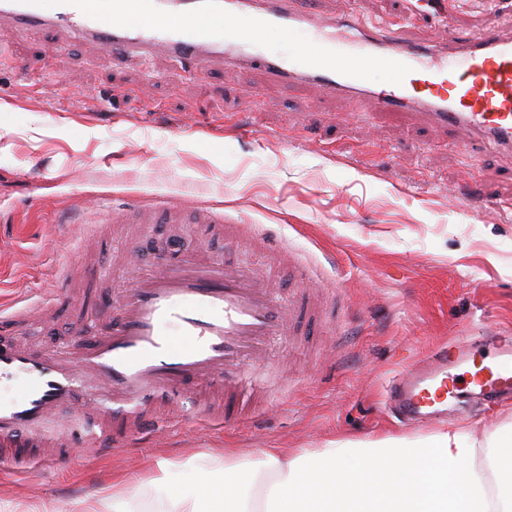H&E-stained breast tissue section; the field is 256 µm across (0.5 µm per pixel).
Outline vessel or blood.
Segmentation results:
<instances>
[{
  "label": "vessel or blood",
  "mask_w": 512,
  "mask_h": 512,
  "mask_svg": "<svg viewBox=\"0 0 512 512\" xmlns=\"http://www.w3.org/2000/svg\"><path fill=\"white\" fill-rule=\"evenodd\" d=\"M57 13H44L40 0H0V34L64 31L107 50L115 65L137 54L175 61H223L260 70L287 90L304 83L329 96L368 97L384 113L415 109L435 125L469 130L479 141L512 154V36L489 27L441 42L416 37L345 14L321 13L319 0H59ZM137 25L115 23L116 14ZM212 19L209 27L199 18ZM283 37L309 34L308 48L291 56L265 53L262 31ZM387 66L388 87L370 86L365 68ZM158 211L176 218L194 210L195 221L222 227L223 213L166 199ZM97 318L93 336L71 337L65 352L18 347L13 336L29 321L60 303L76 320L94 307L74 296L58 278L11 311L0 310V384L21 385L20 395L0 402V464L29 453L39 439L56 435L65 408L104 423L94 437L96 452L108 454L143 435L147 425L169 421L155 411L174 393L201 394L220 388L228 402H242L261 383L258 372L270 338L290 343L303 312L300 300L282 301L271 279L250 264L220 258L160 254ZM491 360L475 363L471 350L448 343L423 366L401 375L386 395L407 420L436 412L462 388L491 403L512 396V334L487 337Z\"/></svg>",
  "instance_id": "1"
}]
</instances>
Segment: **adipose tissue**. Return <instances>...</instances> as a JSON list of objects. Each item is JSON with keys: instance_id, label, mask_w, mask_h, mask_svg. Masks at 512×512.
<instances>
[{"instance_id": "ef3b65f1", "label": "adipose tissue", "mask_w": 512, "mask_h": 512, "mask_svg": "<svg viewBox=\"0 0 512 512\" xmlns=\"http://www.w3.org/2000/svg\"><path fill=\"white\" fill-rule=\"evenodd\" d=\"M194 487L161 492L146 512H512V422L484 442L466 428L427 436L332 439L252 462L227 450L197 460Z\"/></svg>"}]
</instances>
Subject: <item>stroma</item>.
<instances>
[{
  "label": "stroma",
  "instance_id": "obj_1",
  "mask_svg": "<svg viewBox=\"0 0 512 512\" xmlns=\"http://www.w3.org/2000/svg\"><path fill=\"white\" fill-rule=\"evenodd\" d=\"M324 11L412 24L426 40L488 24L512 35V0H323ZM192 125L174 136L170 126ZM187 198L273 234L320 276L333 334L307 324L303 346L267 345L269 367L290 364L282 393L241 414L177 396L171 425L107 457L89 452L34 469L0 470V498L46 512H95L114 478L170 464L165 483L199 479L198 456L230 448L249 460L269 448H319L331 439L415 436L464 424L483 440L512 418L449 405L400 424L382 391L433 347L483 354V331L512 329V158L417 116L377 113L366 97L282 91L261 72L180 66L167 58L114 65L102 50L52 32L0 41V296L23 298L61 274L86 276L88 250L113 288L130 282L128 225L116 204ZM190 251L236 256L222 236L189 224H146L143 262L171 237ZM72 332L61 304L21 343L58 348Z\"/></svg>",
  "mask_w": 512,
  "mask_h": 512
}]
</instances>
